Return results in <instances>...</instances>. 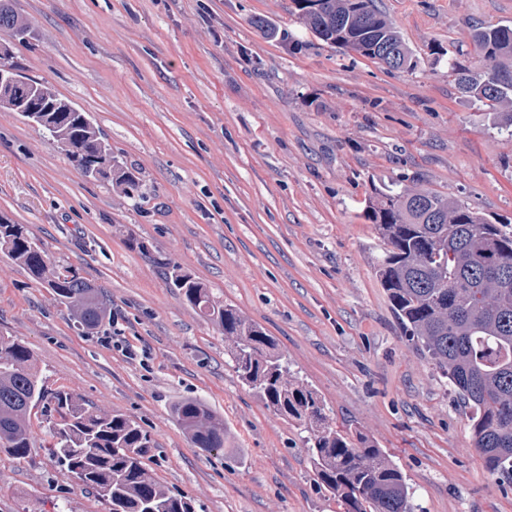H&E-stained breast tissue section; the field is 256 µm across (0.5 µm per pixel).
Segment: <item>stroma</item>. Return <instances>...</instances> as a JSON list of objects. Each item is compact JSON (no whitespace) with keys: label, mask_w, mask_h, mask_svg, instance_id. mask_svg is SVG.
<instances>
[{"label":"stroma","mask_w":512,"mask_h":512,"mask_svg":"<svg viewBox=\"0 0 512 512\" xmlns=\"http://www.w3.org/2000/svg\"><path fill=\"white\" fill-rule=\"evenodd\" d=\"M375 3L414 70L326 44L293 0H11L32 24L15 47L27 75L88 112L141 189L132 200L84 178L50 136L0 109V215L101 288L115 320L82 333L0 254V336L25 343L48 391L148 431L149 470L197 512L342 510L317 484L303 428L241 383L223 333L133 239L273 336L336 427L401 469L415 512H512L468 408L402 335L375 275L384 243L364 216L373 188L402 183L512 221V137L461 96L450 67H480L469 32L512 25V0ZM115 331L119 347H105ZM182 398L223 418V451L192 445L170 411ZM49 419L32 409L26 458L0 450V512H109L60 471Z\"/></svg>","instance_id":"1"}]
</instances>
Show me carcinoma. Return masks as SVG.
<instances>
[{"instance_id":"carcinoma-1","label":"carcinoma","mask_w":512,"mask_h":512,"mask_svg":"<svg viewBox=\"0 0 512 512\" xmlns=\"http://www.w3.org/2000/svg\"><path fill=\"white\" fill-rule=\"evenodd\" d=\"M299 18L319 39L377 60L392 70L414 67L399 30L374 0H294ZM29 23L0 0V108L18 112L64 149L85 178L108 181L133 199L139 181L114 153L85 112L42 82L22 83L24 67L13 51ZM470 40L482 71L451 63L459 92L481 102L493 125L512 137V28L477 26ZM37 98L29 112L20 101ZM366 216L386 248L376 274L388 294L403 335L448 378L471 409L472 442L486 470L512 488V230L493 224L459 200L437 191L376 189ZM140 248L184 300L216 324L231 344L239 379L284 419L302 426L318 484L343 512H413L399 467L366 436L338 430L323 400L291 374L288 359L259 325L161 254ZM0 252L49 288L73 319L91 334L111 317L101 290L69 269L57 270L49 254L22 224L0 216ZM38 402L53 406L60 421L49 446L64 474L77 479L109 506V512H196L195 502L159 483L147 470L149 434L119 413H101L78 395L43 388L33 355L20 340L0 336V449L16 458L33 442L29 417ZM196 448L224 450V420L198 399L172 406Z\"/></svg>"}]
</instances>
